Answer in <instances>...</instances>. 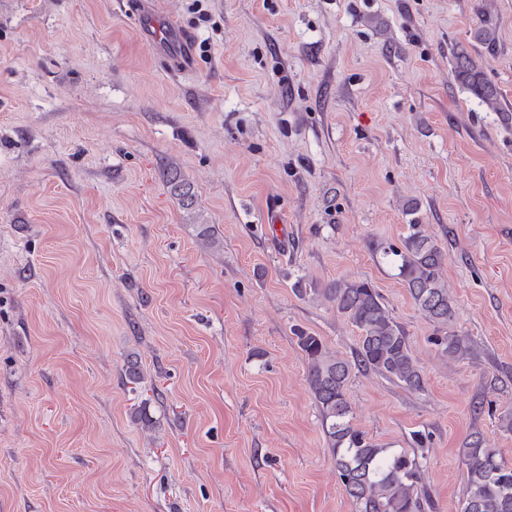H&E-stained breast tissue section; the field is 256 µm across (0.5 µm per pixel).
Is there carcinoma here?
Segmentation results:
<instances>
[{"label": "carcinoma", "instance_id": "carcinoma-1", "mask_svg": "<svg viewBox=\"0 0 512 512\" xmlns=\"http://www.w3.org/2000/svg\"><path fill=\"white\" fill-rule=\"evenodd\" d=\"M476 37L487 45L495 43L496 28L489 15L481 16ZM452 68L459 84L489 110L499 111L500 89L485 78L466 47L453 49ZM163 175L176 195L191 204L190 188L167 168ZM378 249L397 270L396 276L415 306L437 327L433 343L442 353L458 356L466 346V337L453 328L455 309L443 280L447 254L419 224L408 225L399 243L380 244ZM297 291L322 295L360 330L359 344L350 361L331 355L320 337L295 330L307 361V383L320 412L322 429L355 512H418L414 497L419 480L417 462L407 452L393 451L359 429L347 396V384L355 368L374 371L412 391L424 389V377L412 358L405 331L367 280L336 281L320 290H308L299 281ZM461 463L467 474L461 512H512V465L498 449L486 447L485 440L474 435L462 450Z\"/></svg>", "mask_w": 512, "mask_h": 512}]
</instances>
